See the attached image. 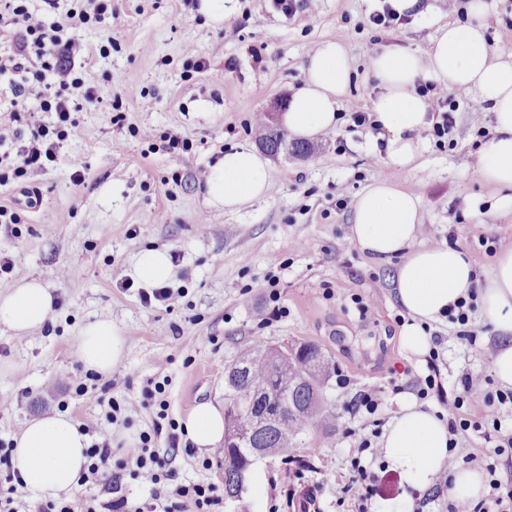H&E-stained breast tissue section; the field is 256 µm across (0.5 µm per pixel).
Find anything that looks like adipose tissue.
Returning a JSON list of instances; mask_svg holds the SVG:
<instances>
[{"instance_id":"adipose-tissue-1","label":"adipose tissue","mask_w":512,"mask_h":512,"mask_svg":"<svg viewBox=\"0 0 512 512\" xmlns=\"http://www.w3.org/2000/svg\"><path fill=\"white\" fill-rule=\"evenodd\" d=\"M370 68L378 81L370 109L389 163L406 166L421 151L428 106L415 86L418 79L429 78L490 103L495 134L481 150L480 173L487 182L512 189V61L493 57L483 24L440 26L422 54L394 48L375 51ZM351 76L342 44L320 43L308 56L305 80L290 98L284 125L304 138L336 128ZM269 178L268 160L253 147L240 145L209 166L206 193L213 206L234 212L264 198ZM421 234L419 199L388 179L375 180L356 197L353 241L376 257H403L394 281L396 298L410 318L401 335L403 348L417 356L427 354L430 337L424 325L441 319L450 304L477 288L480 306L495 331L492 372L501 387L512 389V248L497 255L481 283L464 252L420 244ZM53 303L48 286L40 280L21 281L0 298V323L16 336H27L48 319ZM123 351V332L109 320L88 324L78 340L80 361L101 375L111 374ZM184 427L200 451H213L224 439V413L212 402L201 403L189 413ZM14 442L12 464L33 499H57L76 490L87 463L89 438L71 418L57 414L34 419ZM382 448L402 483L421 491L434 483L448 460V426L435 409L409 400L390 422Z\"/></svg>"}]
</instances>
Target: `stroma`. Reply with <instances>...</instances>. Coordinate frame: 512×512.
<instances>
[{
  "instance_id": "35a3bbf8",
  "label": "stroma",
  "mask_w": 512,
  "mask_h": 512,
  "mask_svg": "<svg viewBox=\"0 0 512 512\" xmlns=\"http://www.w3.org/2000/svg\"><path fill=\"white\" fill-rule=\"evenodd\" d=\"M199 2L112 0L111 17L76 38V60L101 102L77 113L55 168L0 186V205L22 218L0 226V252L14 261L12 272L0 276V296L35 277L55 300L45 324L27 338L0 324V439L12 440L28 421L62 410L89 428L90 439L111 442L113 467L144 435L158 451L168 450L166 433L149 415L106 420L98 403L104 380L90 378L77 356L81 330L100 318L112 319L125 336L124 356L112 370L114 399L140 401L164 383L166 418L179 424L199 403H223L224 371L253 339L314 342L335 364L336 376L324 387L334 431L308 430L289 453L259 461L241 497L216 512H294L296 494L307 489L318 493L323 512H353V503L336 496L356 453L342 433L375 418L389 422L401 401L392 375L424 374L426 362L400 342L407 316L393 292L397 259L379 261L351 245V212L338 209L336 198L356 197L388 178L419 198L432 237L466 253L478 274L488 273L495 255L479 235L500 248L512 245V210L499 207L502 190L478 173L477 132L493 133L494 114L468 94L455 113L453 148L438 149L424 136L420 155L405 167L387 162L374 147L377 132L354 126L348 115L351 106L368 108L376 90L372 42L428 50L450 20L446 0H419L396 31L370 23L379 0H314L292 18L270 0H230L218 24L199 13ZM485 3L489 47L512 54V0ZM327 39L344 45L352 66L335 133L307 140L306 154L270 156L271 184L262 200L234 213L210 206L208 164L232 146H258L255 115L287 103L305 78L309 53ZM105 44L112 50L103 56ZM255 48L261 59L252 57ZM198 60L205 69L195 68ZM137 127L152 129V139L134 135ZM175 134L187 147L173 155L166 145ZM81 166L85 182L77 185L70 176ZM23 185L39 191L35 208H26ZM146 249L179 254L169 281L186 291L179 307L143 306L142 282L119 287ZM272 278L277 288L269 287ZM360 300L372 310L364 319ZM429 328L447 338L439 361L445 390L463 369L490 371L481 348L454 341L455 325L441 319ZM340 375L346 384L337 383ZM368 388L379 398L372 419L351 411L356 393ZM203 459L199 451L180 450L171 466L181 482L223 485V459L208 468Z\"/></svg>"
}]
</instances>
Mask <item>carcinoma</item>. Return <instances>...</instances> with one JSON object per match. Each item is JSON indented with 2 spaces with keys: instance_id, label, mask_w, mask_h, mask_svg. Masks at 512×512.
I'll use <instances>...</instances> for the list:
<instances>
[{
  "instance_id": "obj_1",
  "label": "carcinoma",
  "mask_w": 512,
  "mask_h": 512,
  "mask_svg": "<svg viewBox=\"0 0 512 512\" xmlns=\"http://www.w3.org/2000/svg\"><path fill=\"white\" fill-rule=\"evenodd\" d=\"M260 140L273 155L285 146L284 136L267 116L261 118ZM231 366L240 368L235 387L263 385L273 390L252 400L254 412H266L280 401L288 406L275 425L245 434L241 417L233 410L236 394L224 390V448L220 449L224 454V495L238 499L245 487L243 455L247 449L263 448L270 455L285 453L297 447L298 436L307 429L333 430L323 387L335 365L332 357L314 343L295 349L257 338L238 353Z\"/></svg>"
}]
</instances>
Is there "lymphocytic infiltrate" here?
I'll return each mask as SVG.
<instances>
[{"label": "lymphocytic infiltrate", "instance_id": "obj_1", "mask_svg": "<svg viewBox=\"0 0 512 512\" xmlns=\"http://www.w3.org/2000/svg\"><path fill=\"white\" fill-rule=\"evenodd\" d=\"M46 11L30 9L28 0H0V11L7 16L0 22V43L10 44L9 52L0 54V112L7 113L0 122V184L25 177L28 173L47 169L60 159L72 115L84 104L99 101L98 89L86 86L78 77L75 62L74 34L89 23H104L108 10L104 0H75L62 19L48 20L47 12L57 11L59 0H43ZM418 93L435 99L439 110L434 114L432 135L437 147H445L455 125V112L464 92L447 93L432 82L418 84ZM492 378L480 371L463 370L455 390L445 398L448 408V446L456 448L459 434L479 432L488 445L485 456H464V463H479L489 476V493L477 503L449 502L448 512H512V481L496 476L500 456L512 457V428L503 426L501 409L512 407V391L489 393ZM469 405L483 408L480 420L463 418L460 411ZM379 430L353 431L358 453L350 462V475L336 493L339 500L353 502L356 512H372L377 474L366 465L364 455L380 458L375 446ZM88 463L81 472L79 484L105 480L112 500L107 512H182L193 505L195 512H211L221 502L216 484L182 483L175 471L166 467V459L132 448L126 453L134 479L150 492L151 502L143 507L121 492V477L112 471L110 442H92L86 451Z\"/></svg>", "mask_w": 512, "mask_h": 512}]
</instances>
